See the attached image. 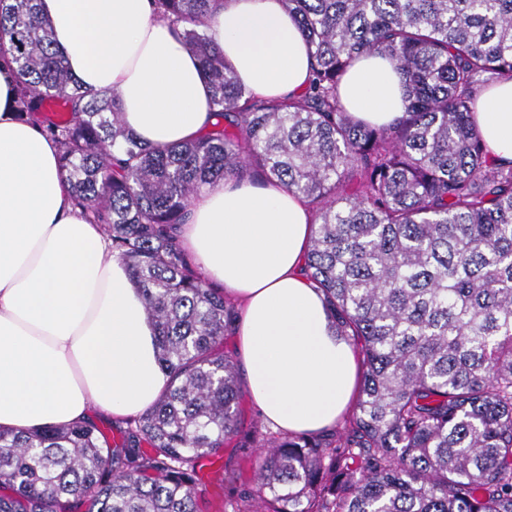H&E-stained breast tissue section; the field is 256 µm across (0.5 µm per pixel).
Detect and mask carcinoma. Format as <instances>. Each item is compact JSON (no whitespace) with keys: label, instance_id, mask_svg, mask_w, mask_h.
Segmentation results:
<instances>
[{"label":"carcinoma","instance_id":"obj_1","mask_svg":"<svg viewBox=\"0 0 512 512\" xmlns=\"http://www.w3.org/2000/svg\"><path fill=\"white\" fill-rule=\"evenodd\" d=\"M224 2L155 0L215 119L160 148L126 130L116 95L78 84L36 0H0L17 115L43 124L74 204L142 289L168 376L109 435L94 420L0 430V512H204L200 463L230 439L261 452L224 512H512V163L488 159L473 119L481 88L512 80V0H284L313 64L278 100L242 86L208 35ZM365 53L408 84L391 124L340 101ZM50 102L68 117H44ZM227 180H276L314 213L305 271L362 369L342 433L238 424L237 311L175 237L192 197Z\"/></svg>","mask_w":512,"mask_h":512}]
</instances>
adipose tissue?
Returning <instances> with one entry per match:
<instances>
[{
    "mask_svg": "<svg viewBox=\"0 0 512 512\" xmlns=\"http://www.w3.org/2000/svg\"><path fill=\"white\" fill-rule=\"evenodd\" d=\"M70 72L117 94L125 127L154 147L212 123L210 88L180 31L152 0H38ZM234 76L281 99L306 85L312 59L282 0H226L209 25ZM406 84L390 60L360 56L339 96L353 116L387 125ZM0 70V428L96 416L121 420L158 399L167 377L141 289L100 225L73 203L58 148L17 120ZM474 120L495 159L512 162V80L478 94ZM180 248L238 304L235 356L267 422L292 433L332 428L355 401L360 364L303 273L315 230L305 200L276 181H228L192 200Z\"/></svg>",
    "mask_w": 512,
    "mask_h": 512,
    "instance_id": "adipose-tissue-1",
    "label": "adipose tissue"
}]
</instances>
